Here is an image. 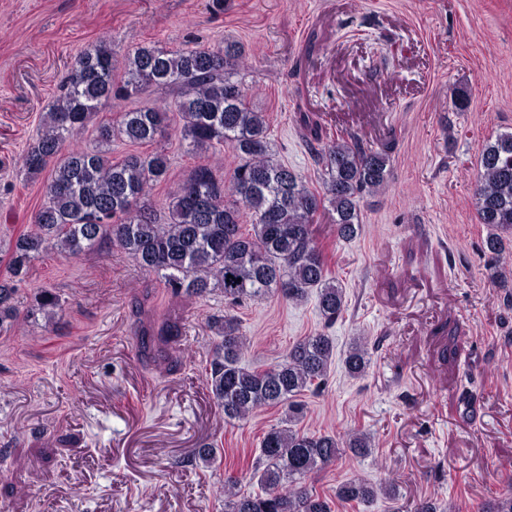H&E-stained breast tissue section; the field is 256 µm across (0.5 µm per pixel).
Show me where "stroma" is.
I'll use <instances>...</instances> for the list:
<instances>
[{"mask_svg": "<svg viewBox=\"0 0 512 512\" xmlns=\"http://www.w3.org/2000/svg\"><path fill=\"white\" fill-rule=\"evenodd\" d=\"M110 37L115 72L129 50L154 44L242 46L239 77L251 109L270 118L277 159L321 189L298 109L324 139L350 132L365 143L394 136L390 173L361 202L362 233L337 239L329 216L315 230L347 309L325 327L316 297H276L228 307L172 295L124 251L104 244L77 259L34 261L19 308L40 288L63 307L56 324L20 320L0 335V512H224L226 476L251 473L264 432L282 411L225 420L205 379L219 341L209 324L232 309L249 345L246 365L265 368L297 339L332 336L326 383L306 394L300 426L370 433L365 457L344 455L307 487L333 512H410L430 499L478 512L512 481V310L491 282L474 184L485 145L512 131V0H0V244L30 229L46 175L27 178L21 157L60 93L74 57ZM468 97L465 111L452 106ZM163 91L114 102L77 138L130 106L155 107ZM162 204L200 164L228 176L225 148L185 153L166 140ZM181 334L161 343L164 315ZM369 343L365 376L342 355ZM221 449L219 468L195 460ZM365 479L396 493L350 508L336 488Z\"/></svg>", "mask_w": 512, "mask_h": 512, "instance_id": "1", "label": "stroma"}]
</instances>
